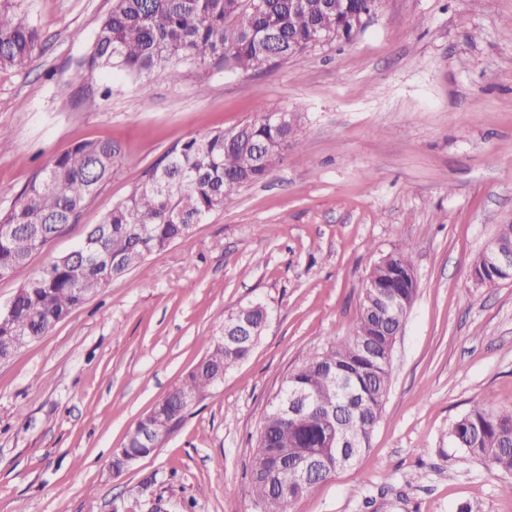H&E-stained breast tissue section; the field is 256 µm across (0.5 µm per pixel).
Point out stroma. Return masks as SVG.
Listing matches in <instances>:
<instances>
[{
	"label": "stroma",
	"mask_w": 512,
	"mask_h": 512,
	"mask_svg": "<svg viewBox=\"0 0 512 512\" xmlns=\"http://www.w3.org/2000/svg\"><path fill=\"white\" fill-rule=\"evenodd\" d=\"M39 33L29 67L0 68V213L54 155L109 138L111 177L0 306L69 253L181 141L302 108L301 147L189 235L113 278L0 365V512H254L246 472L285 377L348 336L372 267L408 250L417 295L398 336L370 447L296 512H512V476L457 448L475 401L512 408V281L473 266L512 224V0H382L350 39L247 73L187 70L147 85L85 73L112 0H13ZM71 86L62 97L59 84ZM251 302L271 318L149 456L121 475L130 428L209 349L216 319Z\"/></svg>",
	"instance_id": "1"
}]
</instances>
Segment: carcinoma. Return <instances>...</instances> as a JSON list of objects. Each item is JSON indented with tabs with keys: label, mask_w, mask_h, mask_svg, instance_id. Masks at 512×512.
<instances>
[{
	"label": "carcinoma",
	"mask_w": 512,
	"mask_h": 512,
	"mask_svg": "<svg viewBox=\"0 0 512 512\" xmlns=\"http://www.w3.org/2000/svg\"><path fill=\"white\" fill-rule=\"evenodd\" d=\"M348 0H113L99 25L85 62L92 75L118 70L137 82L151 77L181 80L184 67L200 71L221 67L226 73L260 69L272 63L302 62L311 32L336 35ZM38 35L15 17L10 0H0V68H24L36 59ZM239 127L190 137L145 169L139 183L103 217L93 251L55 259L32 274L14 296L8 318L0 316V350L18 349L48 333L74 309L96 296L112 277L139 266L146 256L184 238L191 225L230 205L239 191L263 181L300 146L299 124L285 130L267 115ZM120 146L109 139L83 140L54 156L30 179L0 225L15 230L0 235V273L28 265L37 245L52 240L50 225L68 224L112 174ZM43 236L41 242L35 237ZM119 257L112 267L107 257ZM88 267L82 280L74 266ZM409 252L397 251L374 265L362 289L352 333L333 339L327 349L301 362L279 390L307 392L309 406L296 415L266 411L250 452L249 493L255 512H294L311 489L300 480L302 462L317 459L319 481L332 478L369 447L390 387V362L382 354L393 327L406 321L408 309L380 307L371 286L413 302L416 281ZM269 319L268 308L254 303L220 320L251 326L252 336L234 342L210 338L209 351L153 409L139 419L111 461L113 474L130 466L132 456L158 448L187 411L236 364L246 359ZM341 431L356 437L357 447L339 453ZM456 446L512 475V409L498 410L489 397L476 401L453 426Z\"/></svg>",
	"instance_id": "cac0c4a2"
}]
</instances>
